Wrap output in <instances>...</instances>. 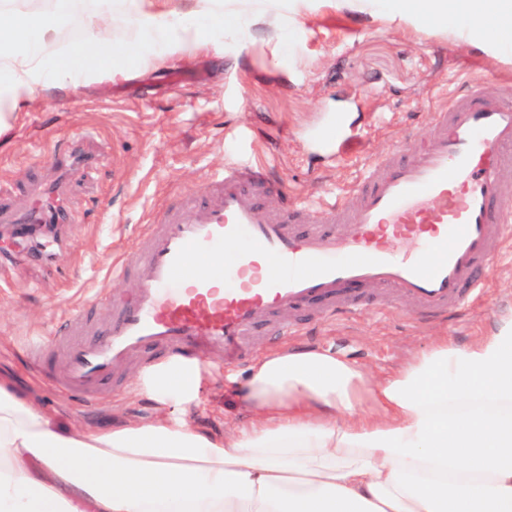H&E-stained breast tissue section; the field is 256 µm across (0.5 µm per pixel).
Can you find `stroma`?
Here are the masks:
<instances>
[{
	"instance_id": "35a3bbf8",
	"label": "stroma",
	"mask_w": 512,
	"mask_h": 512,
	"mask_svg": "<svg viewBox=\"0 0 512 512\" xmlns=\"http://www.w3.org/2000/svg\"><path fill=\"white\" fill-rule=\"evenodd\" d=\"M128 66L130 77L119 82L43 92L0 131V196L22 208L35 188L55 185L75 218L0 243V367L67 428L148 422L161 406L140 387L134 363L119 368L124 389L103 405L60 394L26 343L58 329L85 299L120 294L125 284L109 276L110 261L135 247L141 225L199 192L227 155L267 163L270 208L286 199L313 203L353 183L370 157L426 135L432 110L470 78L512 81V52L452 45L439 29L385 23L336 0H318L277 61L260 37L241 35L226 38L219 56ZM86 128L96 131L94 149L105 161L58 170L53 145ZM483 277L484 296L448 318L371 309L312 316L292 343L343 353L383 378L434 337L466 344L512 314V249ZM248 372L245 364L202 368L190 420L211 431L240 421L234 389Z\"/></svg>"
}]
</instances>
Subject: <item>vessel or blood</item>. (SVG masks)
Segmentation results:
<instances>
[{
  "instance_id": "b4317fda",
  "label": "vessel or blood",
  "mask_w": 512,
  "mask_h": 512,
  "mask_svg": "<svg viewBox=\"0 0 512 512\" xmlns=\"http://www.w3.org/2000/svg\"><path fill=\"white\" fill-rule=\"evenodd\" d=\"M268 186L263 164L230 160L200 198L144 225L133 251L112 263L113 277L133 283L126 295L89 299L63 335L31 348L56 388L104 401L125 363L151 368L158 354L189 348L219 364L244 362L261 325L295 335L311 305L325 319L393 311L401 300L419 316L458 310L512 243V82L490 94L471 80L434 109L425 139L371 159L344 193L274 211L262 203ZM71 221L50 189L26 210L0 202L4 225ZM228 246L232 262L211 268ZM92 309L109 320L99 340L81 336Z\"/></svg>"
}]
</instances>
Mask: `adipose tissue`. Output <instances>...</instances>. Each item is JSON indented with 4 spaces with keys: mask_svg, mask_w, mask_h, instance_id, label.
<instances>
[{
    "mask_svg": "<svg viewBox=\"0 0 512 512\" xmlns=\"http://www.w3.org/2000/svg\"><path fill=\"white\" fill-rule=\"evenodd\" d=\"M146 0H0V121L47 87L128 78L125 59L220 52L254 29L281 47L316 0H194L193 22ZM357 10L449 41L512 49V0H352ZM129 20L115 45L112 11ZM71 17L80 47L62 37ZM200 366L145 380L159 402L190 401ZM239 401L247 424L215 434L173 413L71 431L0 373V512H512V315L467 344L437 337L373 379L329 349L260 355Z\"/></svg>",
    "mask_w": 512,
    "mask_h": 512,
    "instance_id": "1",
    "label": "adipose tissue"
}]
</instances>
